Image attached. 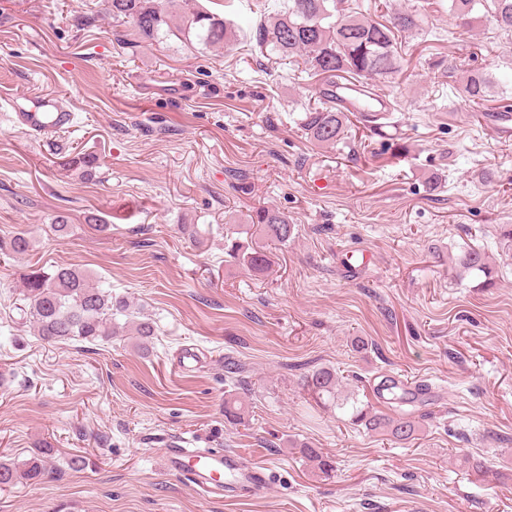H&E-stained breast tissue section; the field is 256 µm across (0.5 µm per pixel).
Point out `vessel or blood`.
Segmentation results:
<instances>
[{"label": "vessel or blood", "mask_w": 512, "mask_h": 512, "mask_svg": "<svg viewBox=\"0 0 512 512\" xmlns=\"http://www.w3.org/2000/svg\"><path fill=\"white\" fill-rule=\"evenodd\" d=\"M13 108L33 134L57 130L73 121L72 113L50 94L16 98ZM163 466L172 475L189 478L201 491H220L228 498L260 495L269 487L264 468L244 466L239 456L221 449L187 448L176 442L164 450Z\"/></svg>", "instance_id": "vessel-or-blood-1"}]
</instances>
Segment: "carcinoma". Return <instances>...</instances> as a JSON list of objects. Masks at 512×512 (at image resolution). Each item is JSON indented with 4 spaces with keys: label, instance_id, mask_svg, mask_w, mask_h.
I'll list each match as a JSON object with an SVG mask.
<instances>
[{
    "label": "carcinoma",
    "instance_id": "obj_1",
    "mask_svg": "<svg viewBox=\"0 0 512 512\" xmlns=\"http://www.w3.org/2000/svg\"><path fill=\"white\" fill-rule=\"evenodd\" d=\"M188 28L198 30L197 37L206 45L229 46L228 26L224 20L197 5V0H181ZM449 14L458 26L470 29L483 18L496 27L512 32V0H449ZM112 17L127 20L139 33L155 38L169 26L170 16L155 0H104ZM343 0H288L287 6L257 25V42L285 57L299 56L305 72L321 78L326 86L322 101L302 113L299 125L310 141L318 145L347 144L352 140L348 110L333 102V88L347 82L356 91L355 111L362 114L370 128L378 130L384 109L374 108L376 82L397 71L396 34L420 27L419 15L398 11L386 22L342 7ZM462 74V91L467 100L485 104L495 97L498 86L486 66L461 68L448 64V77ZM294 225L273 208H259L249 215L248 223L238 225L224 235V253L230 262L254 274H264L271 266L270 245L288 244ZM459 267L484 276L492 284L493 270L485 251L475 245L465 247L457 257ZM23 308L37 335L49 344L78 341L96 344L125 330L136 337L138 349H153L156 322L131 310L128 301L112 290L93 282L84 271L73 266H58L52 272L32 270L22 278ZM301 385L323 404L336 402V369L317 367L301 380ZM246 407L228 394L224 398V418L242 422ZM351 421L366 429L391 436V441L405 444L414 439L417 421L410 415L396 418L352 406ZM299 453L318 473L330 477L335 462L320 449L308 444ZM49 474L45 457L38 452L18 464L0 461V487L23 481L40 480Z\"/></svg>",
    "mask_w": 512,
    "mask_h": 512
}]
</instances>
